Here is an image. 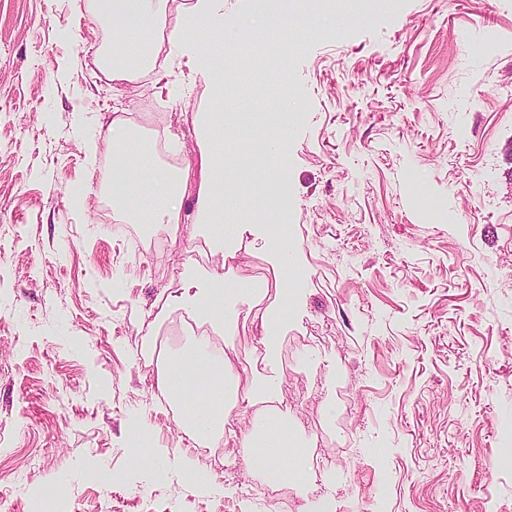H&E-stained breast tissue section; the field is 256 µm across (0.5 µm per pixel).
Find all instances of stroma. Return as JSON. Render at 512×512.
<instances>
[{
    "mask_svg": "<svg viewBox=\"0 0 512 512\" xmlns=\"http://www.w3.org/2000/svg\"><path fill=\"white\" fill-rule=\"evenodd\" d=\"M292 0L288 60L243 51L258 0H224L226 160L252 180L258 114L294 110L288 223L307 272L279 345L290 420L335 512H512V0ZM87 0H0V512H308L241 449L200 441L152 389L148 332L179 250L117 222L119 108L180 163L211 90L172 57L169 93L113 80ZM334 406L327 417L326 406ZM148 435L156 458L126 443ZM205 468L204 494L184 482ZM164 481H157V471Z\"/></svg>",
    "mask_w": 512,
    "mask_h": 512,
    "instance_id": "1",
    "label": "stroma"
}]
</instances>
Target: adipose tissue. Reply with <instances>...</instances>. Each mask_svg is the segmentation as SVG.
<instances>
[{
	"label": "adipose tissue",
	"instance_id": "1",
	"mask_svg": "<svg viewBox=\"0 0 512 512\" xmlns=\"http://www.w3.org/2000/svg\"><path fill=\"white\" fill-rule=\"evenodd\" d=\"M169 0H107L106 22L112 38L100 50L99 64L113 79L137 82L149 78L159 90L168 86L169 70L162 54L179 51L185 66L212 89L215 111L197 113L193 134L200 142L196 166L153 165L151 192L138 185V158L155 152L138 139L129 114L114 110L101 127L112 147V211L129 224H147L169 242L201 241L220 268L189 263L180 290L164 300L168 309L184 311L203 332L192 346L162 362L154 388L164 399L177 391L194 397L183 409L180 425L196 438H221L246 450L248 468L260 469L267 481L288 482L312 476L301 437L282 410L283 374L275 354L288 321L300 304L304 271L287 233L268 222L271 211L287 210L284 190L288 166L289 116L258 126L255 174L246 192L226 175L224 157V76L216 57L224 43V0H186L177 26L167 38L146 40L145 32L164 22ZM266 256L270 275H243L236 262L241 254ZM261 328L267 373H253L241 384V370L223 342L242 323ZM255 408L248 433H238L234 410Z\"/></svg>",
	"mask_w": 512,
	"mask_h": 512
}]
</instances>
